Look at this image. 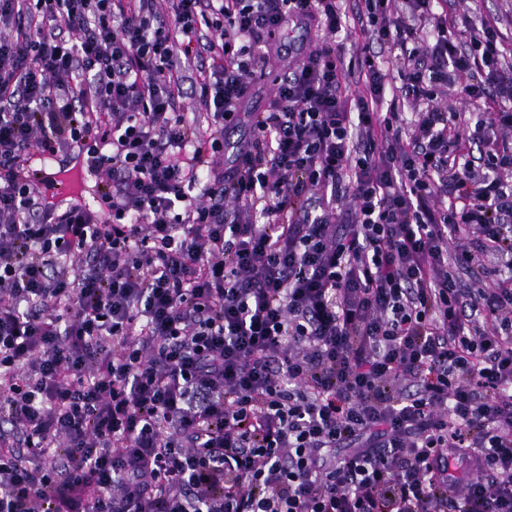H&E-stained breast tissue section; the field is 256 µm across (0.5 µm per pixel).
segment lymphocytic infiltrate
I'll return each mask as SVG.
<instances>
[{
	"label": "lymphocytic infiltrate",
	"mask_w": 512,
	"mask_h": 512,
	"mask_svg": "<svg viewBox=\"0 0 512 512\" xmlns=\"http://www.w3.org/2000/svg\"><path fill=\"white\" fill-rule=\"evenodd\" d=\"M71 151L99 209L42 195ZM0 512H512L497 18L0 0ZM309 40L310 39L307 34L297 27H289L286 29L283 36V44L285 45L283 50L286 54L282 59L275 60L266 67L265 72H271L269 75H266L264 78L259 80V86L261 87V90L257 98L252 100L253 103L251 106H254L259 110L263 108L266 95L272 87V81L274 77L277 74L282 73L284 67L288 63V46L292 49L293 52H296V50H298L303 45L308 48Z\"/></svg>",
	"instance_id": "1"
}]
</instances>
